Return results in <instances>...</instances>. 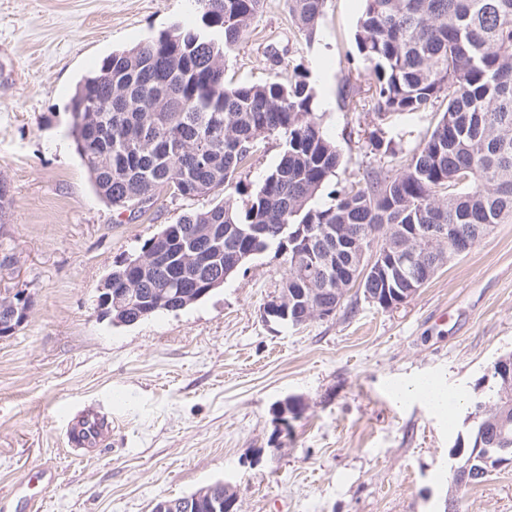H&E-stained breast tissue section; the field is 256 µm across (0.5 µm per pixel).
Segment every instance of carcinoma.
Segmentation results:
<instances>
[{"mask_svg": "<svg viewBox=\"0 0 512 512\" xmlns=\"http://www.w3.org/2000/svg\"><path fill=\"white\" fill-rule=\"evenodd\" d=\"M302 32L315 34L326 0H286ZM200 25L165 31L115 51L83 77L71 98L70 135L97 193L118 210L142 213L157 191L174 197L219 196L265 139L281 141L276 166L237 205L222 198L166 225L112 270L105 282L112 317L125 324L192 307L207 279L224 265L270 249L287 255L283 282L322 290L336 303V270L354 283L360 256L336 244L332 226L347 225L365 257L398 245L414 228L412 247L431 279L456 243L437 246L430 228L454 224L477 245L483 224L512 223V0H364L355 33L370 65L374 111L427 112L446 103L430 134L394 172L366 169L362 181L320 196L341 162L335 142L313 112L315 93L303 79L274 76L263 84L224 83V57L250 29L264 0H196ZM343 107H361L346 78ZM135 290L143 302H126ZM502 385L482 393L504 416L494 428L479 416L451 455L464 466L479 432L512 442V404Z\"/></svg>", "mask_w": 512, "mask_h": 512, "instance_id": "cac0c4a2", "label": "carcinoma"}]
</instances>
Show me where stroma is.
<instances>
[{
  "instance_id": "obj_1",
  "label": "stroma",
  "mask_w": 512,
  "mask_h": 512,
  "mask_svg": "<svg viewBox=\"0 0 512 512\" xmlns=\"http://www.w3.org/2000/svg\"><path fill=\"white\" fill-rule=\"evenodd\" d=\"M362 0H327L306 40L286 0H264L224 60L226 84L301 74L341 152L336 180L395 167L432 130L435 112L379 116L342 107L345 77L370 98L354 41ZM194 0H0V178L13 203L0 227V289L32 299L0 338V512H152L157 500L215 482L237 487V512H512V469L462 489L449 456L474 423L468 401L512 351V224L442 267L407 303L384 310L350 289L335 315L288 329L264 321L287 264L268 250L193 307L115 325L100 285L126 257L210 198L160 194L138 218L95 193L70 136L81 78L116 50L197 25ZM439 379L463 404L453 416L396 387ZM300 399L281 432L276 409ZM112 405V444L76 455L68 408ZM51 469L50 485L33 476Z\"/></svg>"
}]
</instances>
